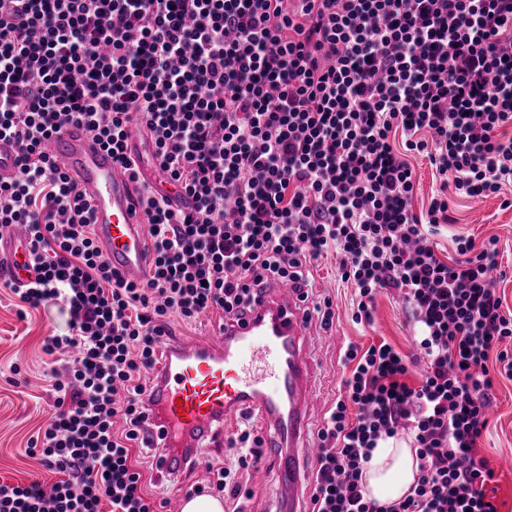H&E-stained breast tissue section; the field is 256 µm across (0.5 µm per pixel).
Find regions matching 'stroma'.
Instances as JSON below:
<instances>
[{"label": "stroma", "mask_w": 512, "mask_h": 512, "mask_svg": "<svg viewBox=\"0 0 512 512\" xmlns=\"http://www.w3.org/2000/svg\"><path fill=\"white\" fill-rule=\"evenodd\" d=\"M512 197V183L503 187L501 197L474 200L455 198L453 224L444 226L437 235L439 257L454 256L455 236L483 241L496 237L500 268L505 276L498 283L504 311L512 312V207L501 205L502 197ZM333 260L315 267L313 274L318 291L330 296L336 307V320L330 330L311 328L310 355L314 362L312 382L316 406L309 419L310 431H317L323 414L336 396L343 368L339 357L347 344L362 346L387 341L395 348L413 353L412 332L406 326L401 304L395 291L379 293L375 300L374 322L369 326L351 319L353 288L339 282ZM18 297L0 284V481L27 484L55 481L54 473L28 456L30 438L50 419L53 412L51 379L44 374L46 356L41 350L44 337L62 334L68 329V315L62 302L30 311L27 318L17 314ZM22 363L27 379L10 383V369ZM479 457L494 468L496 477L490 487L498 512H512V469L501 467L503 458L512 457V380L501 379L489 415L487 431L479 441Z\"/></svg>", "instance_id": "stroma-1"}]
</instances>
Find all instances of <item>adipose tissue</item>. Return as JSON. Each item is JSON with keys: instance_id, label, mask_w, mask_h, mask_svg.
<instances>
[{"instance_id": "adipose-tissue-1", "label": "adipose tissue", "mask_w": 512, "mask_h": 512, "mask_svg": "<svg viewBox=\"0 0 512 512\" xmlns=\"http://www.w3.org/2000/svg\"><path fill=\"white\" fill-rule=\"evenodd\" d=\"M418 460L411 448L393 444L373 450L363 472L368 497L392 502L406 496L415 483Z\"/></svg>"}]
</instances>
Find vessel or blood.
<instances>
[{"label":"vessel or blood","instance_id":"obj_1","mask_svg":"<svg viewBox=\"0 0 512 512\" xmlns=\"http://www.w3.org/2000/svg\"><path fill=\"white\" fill-rule=\"evenodd\" d=\"M94 209L99 250L128 281L148 276L147 222L143 185H156L149 169L132 180L109 150L83 127L71 125L48 143ZM21 286L34 277L29 246L21 231L0 229V276ZM215 343L191 338L165 341L166 360L150 372L143 396L160 465L172 449H190V468L223 449L229 421L253 418L263 446L278 465H259L257 474L288 491L279 512H307L305 464L319 448L306 432L315 404L309 322L294 288L270 287L239 320H228Z\"/></svg>","mask_w":512,"mask_h":512}]
</instances>
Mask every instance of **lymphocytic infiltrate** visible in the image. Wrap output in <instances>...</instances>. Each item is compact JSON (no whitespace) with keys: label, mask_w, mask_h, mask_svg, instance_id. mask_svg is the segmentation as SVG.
Listing matches in <instances>:
<instances>
[{"label":"lymphocytic infiltrate","mask_w":512,"mask_h":512,"mask_svg":"<svg viewBox=\"0 0 512 512\" xmlns=\"http://www.w3.org/2000/svg\"><path fill=\"white\" fill-rule=\"evenodd\" d=\"M136 117L170 186L145 191L153 267L139 284L101 255L90 203L47 150L78 124L137 176ZM509 124L512 0H311L300 16L283 0H0V139L17 147L0 227L27 236L35 271L18 315L56 299L69 316L66 335L43 340L53 414L28 448L59 478L0 481V512H156L149 488L167 486L141 395L168 318H240L287 282L331 328L310 271L331 255L355 288L354 322L372 324L381 290L399 293L423 364L385 341L347 345L311 512H498L477 455L495 381L512 379L497 241L456 237L447 262L433 237L449 194L486 198L512 180ZM412 154L443 185L420 215ZM404 434L415 484L368 498L364 464ZM229 451L193 490L244 512L264 455L250 422Z\"/></svg>","instance_id":"1"}]
</instances>
